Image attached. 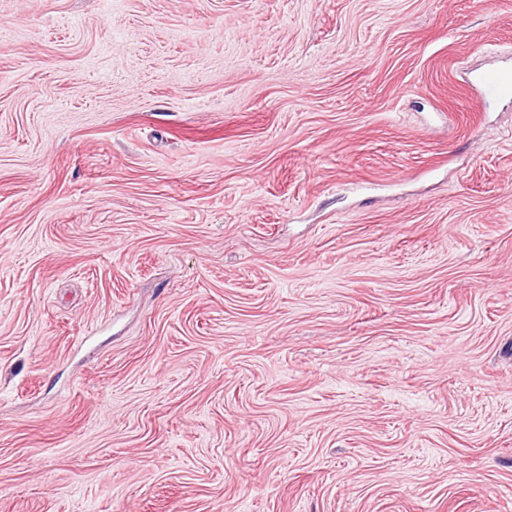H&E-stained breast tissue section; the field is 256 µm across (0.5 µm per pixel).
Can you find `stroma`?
<instances>
[{
    "label": "stroma",
    "instance_id": "obj_1",
    "mask_svg": "<svg viewBox=\"0 0 512 512\" xmlns=\"http://www.w3.org/2000/svg\"><path fill=\"white\" fill-rule=\"evenodd\" d=\"M512 0H0V512H512ZM477 85L488 102L512 100V71L507 75L499 69L484 70L477 78Z\"/></svg>",
    "mask_w": 512,
    "mask_h": 512
}]
</instances>
